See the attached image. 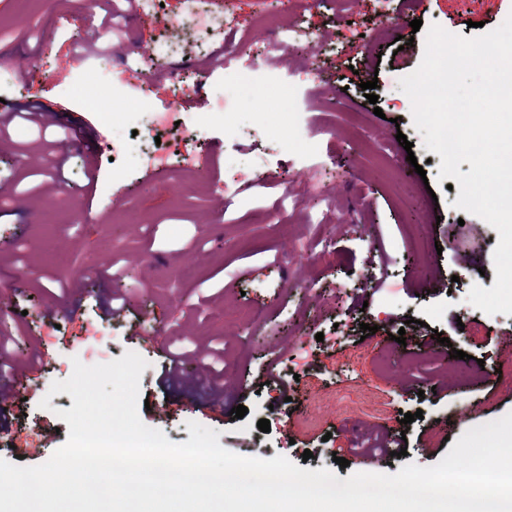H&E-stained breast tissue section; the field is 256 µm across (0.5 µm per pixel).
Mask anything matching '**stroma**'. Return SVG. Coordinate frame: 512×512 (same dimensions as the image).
Returning <instances> with one entry per match:
<instances>
[{
  "label": "stroma",
  "mask_w": 512,
  "mask_h": 512,
  "mask_svg": "<svg viewBox=\"0 0 512 512\" xmlns=\"http://www.w3.org/2000/svg\"><path fill=\"white\" fill-rule=\"evenodd\" d=\"M184 7L163 0L151 27L125 21L112 37L107 88L98 57L76 67L66 56L101 17L86 0H0V59L19 54L29 68L24 82L0 73V111L38 101L108 141L146 136L130 122L132 108L172 109L201 132L197 146L180 145L163 167L133 154L99 159L92 184L84 151L70 147L61 187L33 211L0 202V335L10 336L15 362L39 366L8 403L0 459L17 462L36 446L45 461L67 441L57 412L73 399L49 389L95 344L112 360L133 351L147 361L138 413L171 442L188 441L193 421L232 452L254 438L341 480L438 463L468 429L512 412V379L498 374L512 356V315H488L467 300L473 286L495 283L499 234L456 208L459 192L439 180L441 158L425 148L399 81L423 58L412 19L470 37L499 27L512 0H421L411 15L401 5L383 11L380 0H296L288 10L269 0H206L214 16L233 12L238 28L203 42L181 29ZM299 23L314 42L304 53L286 47L278 66L238 78L203 63L235 47L262 59L269 38ZM383 26L392 38L369 47L365 33ZM144 55L157 80L145 94L120 76ZM309 69L317 77L302 80ZM176 74L188 102L174 97ZM373 79L374 105L361 89ZM8 135L15 148L0 151V181L29 191L41 178L26 176L23 150L63 139L64 128L18 119ZM229 180L236 191L226 202L215 193ZM470 237L481 247L463 266L457 254ZM290 250L306 262L288 265ZM79 264L76 290L69 283ZM110 264L137 267L139 276H107ZM113 289L130 307L119 317L103 308ZM366 323L376 333H363ZM101 326L105 336H93ZM438 331L449 345L434 340ZM207 341L224 351L220 413L163 376L169 350ZM456 349L466 359L452 358ZM279 355L288 366L266 386ZM240 405L247 414L232 419ZM407 412L416 416L408 426ZM262 419L269 432L258 429ZM384 434L405 442L406 456L354 454L355 443ZM337 452L347 467L338 468Z\"/></svg>",
  "instance_id": "stroma-1"
}]
</instances>
